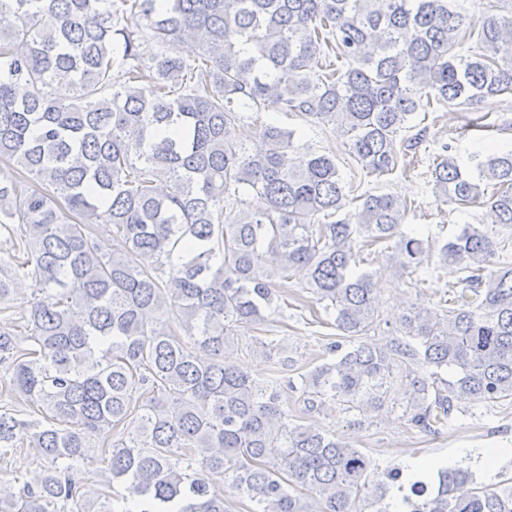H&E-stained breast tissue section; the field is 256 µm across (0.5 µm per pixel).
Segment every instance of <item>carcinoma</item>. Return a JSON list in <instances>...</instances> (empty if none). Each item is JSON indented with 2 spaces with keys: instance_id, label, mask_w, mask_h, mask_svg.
<instances>
[{
  "instance_id": "1",
  "label": "carcinoma",
  "mask_w": 512,
  "mask_h": 512,
  "mask_svg": "<svg viewBox=\"0 0 512 512\" xmlns=\"http://www.w3.org/2000/svg\"><path fill=\"white\" fill-rule=\"evenodd\" d=\"M485 2L473 21L452 0H0V161L19 174L0 179V232L20 230L17 268L42 294L27 346L0 328V388L43 417L0 409V450L25 430L46 463L37 485L0 479V512H115L72 473L131 416L108 472L136 512H231L226 482L248 512H512V477L476 486L460 466H396L377 479L349 438L296 423L285 400L339 405L359 426L399 410L432 434L512 398V267L491 268L512 227V148L443 146L436 195L487 206L493 223L439 246L403 231L410 208L393 194L347 210L336 158L259 122L330 126L366 176L392 173L426 129L400 133L433 104L512 95V0ZM182 38L198 58H145L146 43ZM246 118L260 124L250 147ZM250 192L265 209L244 207ZM102 219L122 248L89 232ZM379 243L403 271L435 256L457 267L441 312L414 306L381 329L378 281L359 268ZM298 272L340 332L323 362L300 364L279 336L244 344L272 361L265 379L224 362L236 328L278 311L277 281Z\"/></svg>"
}]
</instances>
